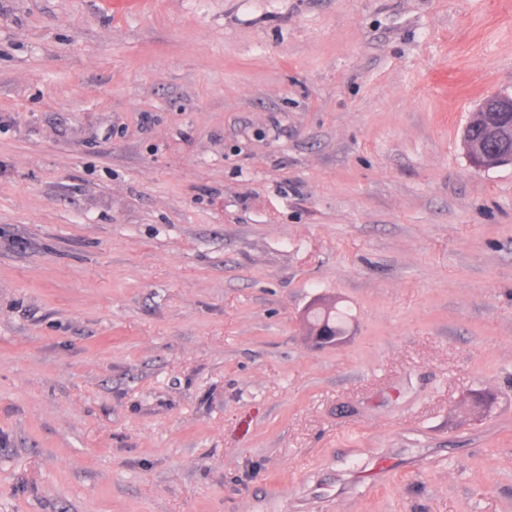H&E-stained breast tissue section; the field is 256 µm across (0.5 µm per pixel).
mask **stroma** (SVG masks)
Listing matches in <instances>:
<instances>
[{
	"label": "stroma",
	"instance_id": "1",
	"mask_svg": "<svg viewBox=\"0 0 512 512\" xmlns=\"http://www.w3.org/2000/svg\"><path fill=\"white\" fill-rule=\"evenodd\" d=\"M492 93L512 0H0V512H512ZM484 130H485V126H484V123H482V121H481L478 124H469V126H466L463 131L464 145L467 149V153H468V156L470 157V160H471V156H472V158L476 159L477 161H481V159L485 158L486 152L488 154H492V152L494 150L500 149V145L498 143L488 142V141L486 142L485 146H484L483 142H481V141L480 142H472V143H470L469 149H468V144L471 140L483 138ZM484 149L486 150V152ZM469 150H470V152H469ZM321 307L314 308L305 317L308 334L313 336L316 329L322 326L321 331H332L335 336L317 333L315 339L324 346L337 345L342 341V337L336 334L345 335L344 313L340 311L335 302H321Z\"/></svg>",
	"mask_w": 512,
	"mask_h": 512
}]
</instances>
